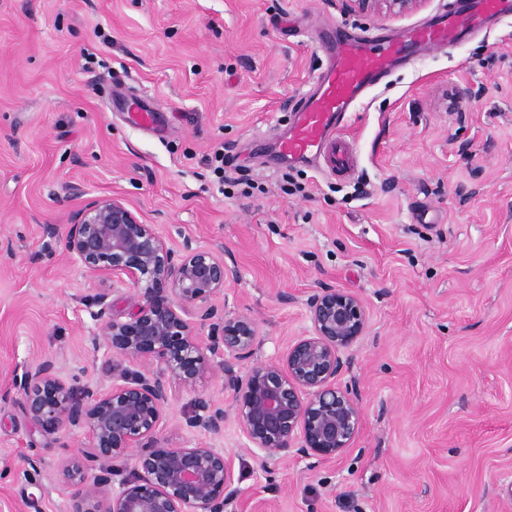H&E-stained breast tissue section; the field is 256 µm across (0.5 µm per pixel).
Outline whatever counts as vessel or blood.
Here are the masks:
<instances>
[{
	"label": "vessel or blood",
	"mask_w": 512,
	"mask_h": 512,
	"mask_svg": "<svg viewBox=\"0 0 512 512\" xmlns=\"http://www.w3.org/2000/svg\"><path fill=\"white\" fill-rule=\"evenodd\" d=\"M506 0H458L455 10L438 13L422 26L410 29L402 39L370 40L338 24L324 40L327 62L313 88L299 101L298 118L286 139L279 141L281 156L305 158L323 156L331 174H348L355 156L342 138L348 112L401 59L424 49L451 46L465 39L455 21L456 12L469 11L474 21L503 11ZM116 102L132 113L138 123L153 126L157 111L151 98L117 93Z\"/></svg>",
	"instance_id": "1"
}]
</instances>
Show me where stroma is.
<instances>
[{
	"label": "stroma",
	"instance_id": "35a3bbf8",
	"mask_svg": "<svg viewBox=\"0 0 512 512\" xmlns=\"http://www.w3.org/2000/svg\"><path fill=\"white\" fill-rule=\"evenodd\" d=\"M448 2L0 0V512L71 510L59 469L88 439L34 429L11 378L49 358L109 384L91 336L112 283L45 234L104 196L175 251L223 243L226 308L255 318L257 358L305 334L311 289L365 302L336 379L363 427L337 460L262 466L234 420L209 439L185 424L197 394L231 404L221 378L174 387L165 439L231 454L242 512H512V15L373 87L343 131L351 176L270 155L326 63L323 25L400 34ZM120 88L154 99L164 135L116 111ZM218 147L249 193H223L205 162ZM350 2L351 8L359 10L375 9L378 4L385 3L389 10L395 13H404L413 9L423 0H346Z\"/></svg>",
	"mask_w": 512,
	"mask_h": 512
}]
</instances>
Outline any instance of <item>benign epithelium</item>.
Instances as JSON below:
<instances>
[{"label": "benign epithelium", "instance_id": "obj_1", "mask_svg": "<svg viewBox=\"0 0 512 512\" xmlns=\"http://www.w3.org/2000/svg\"><path fill=\"white\" fill-rule=\"evenodd\" d=\"M350 7L386 4L395 13L422 0H348ZM72 260L133 290L125 318L111 314L109 293H98L91 336L112 361L106 387L68 382L53 360L12 376L31 424L44 431L85 430L88 450L67 460L61 479L73 512H239L234 458L222 448L172 447L162 436L172 383L193 389L221 376L231 410L200 394L186 425L203 435L224 433L233 417L264 465L291 454L334 461L352 447L362 426L359 401L336 386L348 353L368 326L364 302L341 288H315L306 300L311 329L283 354L255 358L258 325L248 314L224 313L216 299L233 280L224 246L186 248L177 256L157 225L145 224L115 196L96 199L59 229ZM136 453L135 472L112 483V463ZM94 463L97 472L89 471Z\"/></svg>", "mask_w": 512, "mask_h": 512}]
</instances>
